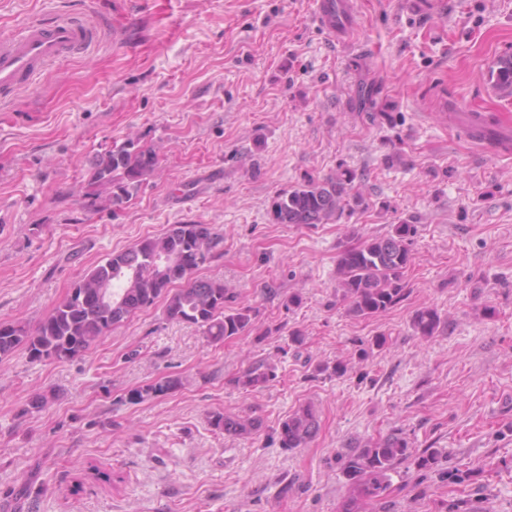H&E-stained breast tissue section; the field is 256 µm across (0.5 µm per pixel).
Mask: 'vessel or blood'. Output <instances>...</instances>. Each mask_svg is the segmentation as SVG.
I'll return each instance as SVG.
<instances>
[{
	"mask_svg": "<svg viewBox=\"0 0 512 512\" xmlns=\"http://www.w3.org/2000/svg\"><path fill=\"white\" fill-rule=\"evenodd\" d=\"M314 18L343 41L353 39L357 25L352 6L337 10L333 0H316ZM97 38L96 28L83 17L52 21L31 19L14 33L0 37V99L9 100L44 68L87 51ZM472 141L498 154H512V135L479 112L459 116Z\"/></svg>",
	"mask_w": 512,
	"mask_h": 512,
	"instance_id": "1",
	"label": "vessel or blood"
}]
</instances>
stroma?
Wrapping results in <instances>:
<instances>
[{"instance_id":"stroma-1","label":"stroma","mask_w":512,"mask_h":512,"mask_svg":"<svg viewBox=\"0 0 512 512\" xmlns=\"http://www.w3.org/2000/svg\"><path fill=\"white\" fill-rule=\"evenodd\" d=\"M353 2L348 45L313 0H0V34L62 13L99 32L0 103V322L35 330L80 274L171 224L223 234L198 274L257 311L252 332L211 344L159 301L73 360L1 358L0 512H337L351 493L337 451L395 432L471 476L399 467L388 508L366 512H512V155L476 149L449 118L512 113V89L489 78L512 56V0ZM130 138L156 151L154 172L120 206H88L93 158ZM341 168L364 207L271 222L278 194ZM408 219V297L353 318L340 246ZM423 307L442 320L429 339L410 325ZM263 358L276 380L236 387ZM339 360L346 375L314 376ZM165 376L174 392L129 403ZM307 404L317 436L280 448ZM216 410L263 430L214 431Z\"/></svg>"}]
</instances>
